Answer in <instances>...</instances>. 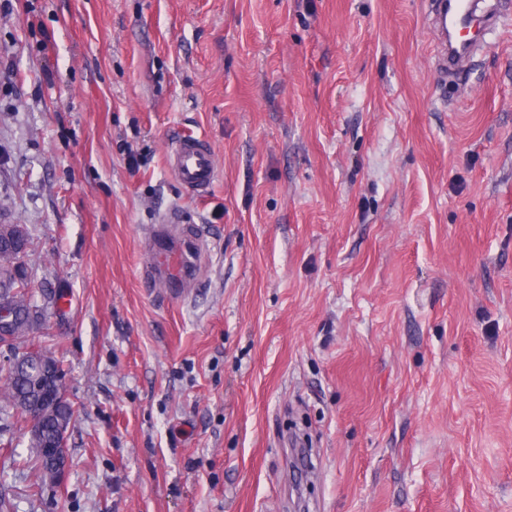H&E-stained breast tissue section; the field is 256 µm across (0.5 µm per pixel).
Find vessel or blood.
Instances as JSON below:
<instances>
[{
	"instance_id": "vessel-or-blood-1",
	"label": "vessel or blood",
	"mask_w": 512,
	"mask_h": 512,
	"mask_svg": "<svg viewBox=\"0 0 512 512\" xmlns=\"http://www.w3.org/2000/svg\"><path fill=\"white\" fill-rule=\"evenodd\" d=\"M430 22L439 33L437 60L440 73H447L455 61L472 49L470 42L458 39L457 31L479 23L488 27L493 23L490 14H477L472 0H431ZM167 164L183 187L193 194H204L217 175L215 156L203 140L190 135L173 139L167 152ZM178 213H169L164 224L155 229L159 244L158 254L148 270L151 283H165L164 296L181 299L183 285L194 274V267L181 246L168 234L169 225L178 223Z\"/></svg>"
}]
</instances>
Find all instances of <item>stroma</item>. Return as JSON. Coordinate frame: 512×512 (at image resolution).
<instances>
[{
  "mask_svg": "<svg viewBox=\"0 0 512 512\" xmlns=\"http://www.w3.org/2000/svg\"><path fill=\"white\" fill-rule=\"evenodd\" d=\"M427 11L0 0V224L74 408L39 496L0 413L9 512H512V0L445 82ZM179 133L215 155L198 197ZM167 164L186 191L204 194L217 175L215 156L201 138L181 135L170 142ZM178 222V213L170 212L163 219V224L155 228L159 253L148 270V283L155 285L160 282L165 283L167 288L164 290L163 297L169 300L182 299L186 292L183 284L191 279L195 270L191 261L186 258L182 247L175 244L167 233L168 227L165 224H178Z\"/></svg>",
  "mask_w": 512,
  "mask_h": 512,
  "instance_id": "35a3bbf8",
  "label": "stroma"
}]
</instances>
